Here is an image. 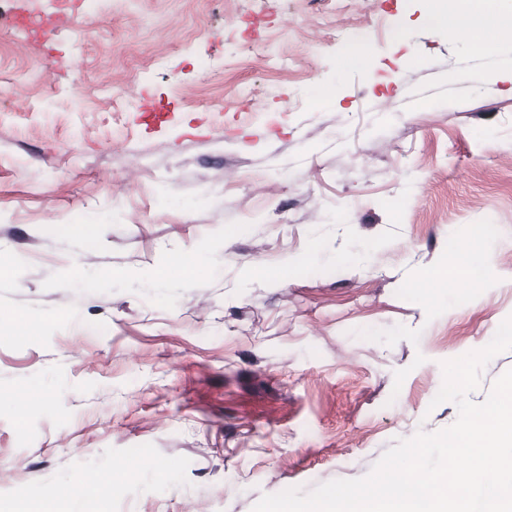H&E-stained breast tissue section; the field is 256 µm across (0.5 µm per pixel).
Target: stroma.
<instances>
[{
	"instance_id": "stroma-1",
	"label": "stroma",
	"mask_w": 512,
	"mask_h": 512,
	"mask_svg": "<svg viewBox=\"0 0 512 512\" xmlns=\"http://www.w3.org/2000/svg\"><path fill=\"white\" fill-rule=\"evenodd\" d=\"M436 4L0 28V512H252L456 421L442 362L512 316V38L478 53ZM463 253L487 277L444 287Z\"/></svg>"
}]
</instances>
